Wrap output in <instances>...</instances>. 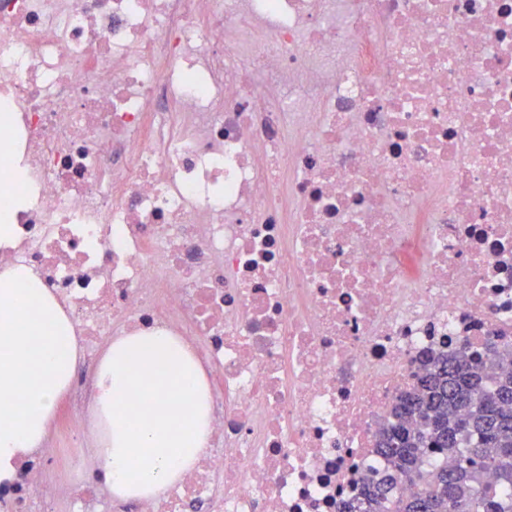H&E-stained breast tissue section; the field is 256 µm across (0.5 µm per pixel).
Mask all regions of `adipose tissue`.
Instances as JSON below:
<instances>
[{"label":"adipose tissue","mask_w":512,"mask_h":512,"mask_svg":"<svg viewBox=\"0 0 512 512\" xmlns=\"http://www.w3.org/2000/svg\"><path fill=\"white\" fill-rule=\"evenodd\" d=\"M78 360L75 328L30 270L0 273V484L41 447ZM93 410L105 425L97 455L120 498L160 496L209 446L204 370L162 329L121 336L105 348Z\"/></svg>","instance_id":"1"}]
</instances>
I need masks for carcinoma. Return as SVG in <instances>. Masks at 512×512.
Masks as SVG:
<instances>
[{
  "mask_svg": "<svg viewBox=\"0 0 512 512\" xmlns=\"http://www.w3.org/2000/svg\"><path fill=\"white\" fill-rule=\"evenodd\" d=\"M497 357L491 386L473 357L431 360L379 441L390 467L340 512H512V348ZM490 470L496 486L485 482Z\"/></svg>",
  "mask_w": 512,
  "mask_h": 512,
  "instance_id": "carcinoma-1",
  "label": "carcinoma"
}]
</instances>
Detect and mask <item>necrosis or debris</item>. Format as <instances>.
Masks as SVG:
<instances>
[{"label": "necrosis or debris", "mask_w": 512, "mask_h": 512, "mask_svg": "<svg viewBox=\"0 0 512 512\" xmlns=\"http://www.w3.org/2000/svg\"><path fill=\"white\" fill-rule=\"evenodd\" d=\"M0 271L75 326L72 445L0 512H337L439 353L512 347V0H0ZM207 369L210 445L112 497L85 412L107 340Z\"/></svg>", "instance_id": "necrosis-or-debris-1"}]
</instances>
